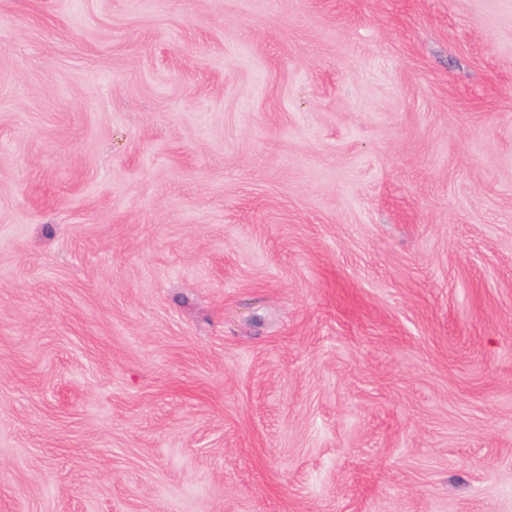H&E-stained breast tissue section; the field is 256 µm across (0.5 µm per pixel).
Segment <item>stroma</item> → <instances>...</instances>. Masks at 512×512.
I'll return each mask as SVG.
<instances>
[{
	"label": "stroma",
	"mask_w": 512,
	"mask_h": 512,
	"mask_svg": "<svg viewBox=\"0 0 512 512\" xmlns=\"http://www.w3.org/2000/svg\"><path fill=\"white\" fill-rule=\"evenodd\" d=\"M0 512H512V0H0Z\"/></svg>",
	"instance_id": "stroma-1"
}]
</instances>
